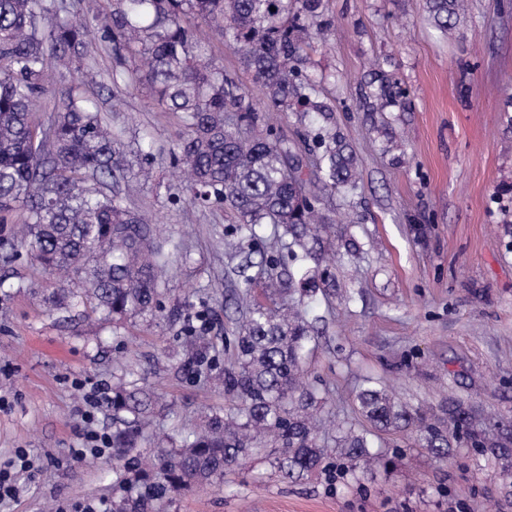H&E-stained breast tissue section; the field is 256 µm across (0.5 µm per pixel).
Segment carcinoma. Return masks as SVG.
<instances>
[{"mask_svg":"<svg viewBox=\"0 0 512 512\" xmlns=\"http://www.w3.org/2000/svg\"><path fill=\"white\" fill-rule=\"evenodd\" d=\"M96 30L73 19L71 0H0V223L14 211L24 221L7 238L14 256H25L48 272L70 277L73 288L49 297L55 309L74 299L118 322L149 314L175 321L165 310L158 285L167 257L157 225L124 205L112 190L128 179L120 164L124 142L85 96L95 84L98 43L111 44L112 84L130 77L126 62L139 59V78L151 85L158 104L179 113L185 129L173 161L186 176L193 206H222L236 218L227 236L257 245L266 226L280 242L262 258L268 282L288 294V306L256 298L246 275L250 256L234 272L241 287L231 298L241 314L224 369V413L207 416L205 427L157 446L153 460L138 448L161 408L151 388L120 378L112 387V512H169L173 500L198 486L219 487L224 471L276 449L271 466L285 479H300L328 457L321 444L324 418L316 382L307 380V346L316 322L308 306L336 293V281L322 267L334 220L324 214V194L358 187L353 151L333 129L306 130L309 160L280 134L248 139L242 130L258 122L260 108L234 78L207 58L205 32H217L241 55L247 70L267 89L265 109L296 112L305 122L311 106L323 121L330 109L314 102L310 59L300 51L325 39V31L288 21L287 0H110ZM468 0H425L428 19L442 35L459 28ZM85 71L86 80L59 95L54 119L43 129L36 106L48 93L51 67ZM204 308L187 318L182 342L196 350L191 373L205 378L216 364L198 348ZM360 414L381 431L415 432L422 446L439 457L453 444L496 448L512 469V423L489 424L463 400L448 405L446 421L396 400L369 382L357 393ZM340 454L359 482L360 463L369 453L364 433L344 421L338 425Z\"/></svg>","mask_w":512,"mask_h":512,"instance_id":"obj_1","label":"carcinoma"}]
</instances>
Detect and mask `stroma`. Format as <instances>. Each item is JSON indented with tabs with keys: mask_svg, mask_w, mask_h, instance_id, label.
<instances>
[{
	"mask_svg": "<svg viewBox=\"0 0 512 512\" xmlns=\"http://www.w3.org/2000/svg\"><path fill=\"white\" fill-rule=\"evenodd\" d=\"M303 21L327 28L310 74L360 171L353 197L328 195L320 207L350 215L336 233L362 250L351 260L340 246L328 261L336 294L315 305L325 334L306 367L328 392L326 415L369 431L374 462L357 484L339 470L286 480L256 459L225 472L222 489L178 496L170 512H512V477L492 452L461 446L435 458L409 433L370 431L355 400L372 378L414 407L468 398L491 421L512 419V248L501 230L512 224V0H469L460 30L446 36L422 0H324ZM208 53L249 97L265 99L224 38H211ZM96 61L106 83L89 94L102 113L127 144L162 147L150 179L123 195L182 246L160 300L186 316L208 306L217 319L204 343L223 348L236 319L224 300L240 285L224 249L235 216L187 203L169 154L184 131L178 114L146 86L109 83V45ZM57 286L26 259L0 260V463L24 448L39 466L0 512L79 503L112 512L111 456L93 467L69 456L83 427L75 380L109 385L126 373L154 386L167 402L160 432H188L201 412L224 407L216 379L168 358L181 322L91 328L83 306L49 310L30 294Z\"/></svg>",
	"mask_w": 512,
	"mask_h": 512,
	"instance_id": "35a3bbf8",
	"label": "stroma"
}]
</instances>
